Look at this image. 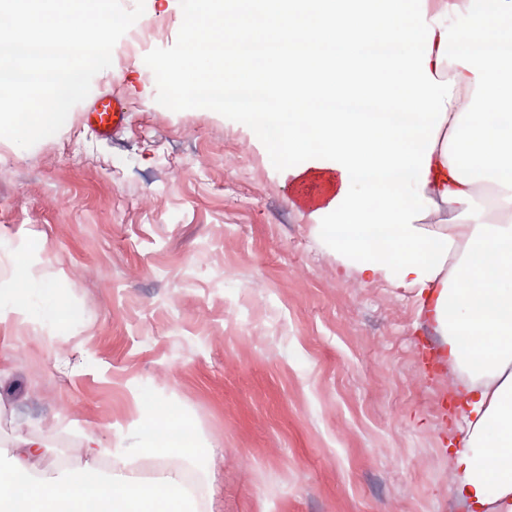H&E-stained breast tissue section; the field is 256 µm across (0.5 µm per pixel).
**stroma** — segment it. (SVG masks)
Returning <instances> with one entry per match:
<instances>
[{
  "mask_svg": "<svg viewBox=\"0 0 512 512\" xmlns=\"http://www.w3.org/2000/svg\"><path fill=\"white\" fill-rule=\"evenodd\" d=\"M146 55L114 49L90 98L24 149L0 138V282L53 284L61 324L0 323V450L45 443L151 477L181 470L201 512H448L461 443L448 366L412 291L359 286L309 217L329 181H293L236 110L174 104L153 69L188 49L181 0H144ZM190 421L206 468L139 447V401ZM82 117L83 121L93 126L100 135H114L127 121L125 100L114 93L102 95L83 111Z\"/></svg>",
  "mask_w": 512,
  "mask_h": 512,
  "instance_id": "stroma-1",
  "label": "stroma"
}]
</instances>
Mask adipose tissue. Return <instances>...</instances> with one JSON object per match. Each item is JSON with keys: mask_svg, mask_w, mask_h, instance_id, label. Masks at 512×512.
I'll list each match as a JSON object with an SVG mask.
<instances>
[{"mask_svg": "<svg viewBox=\"0 0 512 512\" xmlns=\"http://www.w3.org/2000/svg\"><path fill=\"white\" fill-rule=\"evenodd\" d=\"M456 0H285L254 24L187 0L186 17L203 45L238 44L239 31L261 50L242 78L244 122L270 134L280 158L330 154L333 193L312 204L336 246V260L362 285L376 280L416 293L433 310L437 332L459 371L450 386L464 399L463 446L450 467V484L472 512H512V136L499 129L501 106L512 103V0H469L473 30L453 36L445 19ZM386 46L381 62L364 64L342 51L322 68L316 57H296L297 41L344 46L355 34ZM483 37L486 50L472 47ZM215 69L209 53L159 72L173 98H196ZM393 114L401 124L327 112L337 84ZM476 100L467 112L461 97ZM362 192H354L355 184ZM494 187L491 200L481 185ZM444 214L439 224L429 213ZM390 218L382 246L369 228ZM474 337L471 348L461 339ZM141 424L159 428L142 442L146 453L170 447L165 434L184 432L181 450L195 457L194 430L154 410ZM499 461L489 474V461ZM0 512H199L184 476L165 470L144 479L76 467L55 477L42 472L41 445L25 442L0 456Z\"/></svg>", "mask_w": 512, "mask_h": 512, "instance_id": "ef3b65f1", "label": "adipose tissue"}]
</instances>
